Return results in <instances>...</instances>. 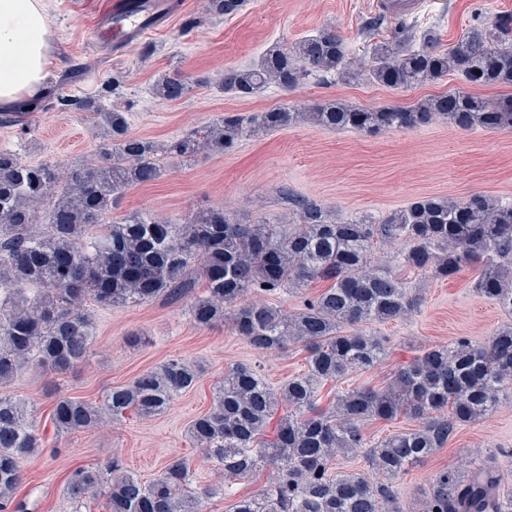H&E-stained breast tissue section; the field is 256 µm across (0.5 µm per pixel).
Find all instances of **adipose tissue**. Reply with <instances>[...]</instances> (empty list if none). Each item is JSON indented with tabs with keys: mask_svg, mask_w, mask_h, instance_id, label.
Here are the masks:
<instances>
[{
	"mask_svg": "<svg viewBox=\"0 0 512 512\" xmlns=\"http://www.w3.org/2000/svg\"><path fill=\"white\" fill-rule=\"evenodd\" d=\"M46 0H0V104L38 93L52 64Z\"/></svg>",
	"mask_w": 512,
	"mask_h": 512,
	"instance_id": "1",
	"label": "adipose tissue"
}]
</instances>
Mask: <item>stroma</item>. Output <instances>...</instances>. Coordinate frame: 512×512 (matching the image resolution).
I'll return each instance as SVG.
<instances>
[{
	"label": "stroma",
	"mask_w": 512,
	"mask_h": 512,
	"mask_svg": "<svg viewBox=\"0 0 512 512\" xmlns=\"http://www.w3.org/2000/svg\"><path fill=\"white\" fill-rule=\"evenodd\" d=\"M181 2L161 32L118 52L111 36L97 28L105 0H48L55 64L17 121L0 123V149L19 152L34 163H83L99 145L89 113L59 109L51 101L59 95L75 99L97 94L115 78L120 88L109 105L128 113L132 135L159 144L203 129L221 114L283 104L297 108L339 99L359 108L408 106L433 94L467 90L468 85L453 76L400 89L313 77L291 92L270 87L240 98L225 92L221 81L226 68L257 61L271 45L290 46L324 29L336 31L349 58L367 66L374 43L392 40L401 30L433 25L447 45L467 29L512 15V0H388L384 6L378 0H247L231 18L206 13L203 0ZM372 18L381 25L370 32L366 23ZM174 72L187 77L192 89L184 99L167 103L154 95L153 87L162 75ZM477 192L512 200V130H462L439 118L415 130L370 135L300 122L243 140L221 154L168 159L161 178L125 191L113 216L150 213L182 224L199 210L221 206L239 223L267 219L288 230L295 222L288 205L292 194L321 202L330 215L351 219L383 217L420 196L463 201ZM474 280L470 269L448 280L407 274L409 287L422 292L420 307L400 319L362 324V332L384 346L387 358L339 381L338 389L386 387L401 364L461 336L485 343L512 318L479 296ZM86 309L93 336L83 364L63 374L28 366L6 387L28 403L45 440L44 450L23 466L16 496L25 512H107L101 496L74 508L64 487L71 469L102 471L115 460L149 479L169 461L184 458L195 487L214 484L219 476L205 452L189 441L187 428L210 408L213 388L227 367H255L275 386L307 369L300 345L262 352L231 323L196 327L186 300L172 303L160 297L112 308L90 302ZM176 357L196 365L199 379L164 413L130 414L73 435L55 432L50 413L57 395L99 403L112 387ZM488 458L497 462L512 491V401L461 426L447 445L394 479L404 512H423L426 493L442 469Z\"/></svg>",
	"instance_id": "35a3bbf8"
}]
</instances>
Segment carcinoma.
<instances>
[{
	"label": "carcinoma",
	"mask_w": 512,
	"mask_h": 512,
	"mask_svg": "<svg viewBox=\"0 0 512 512\" xmlns=\"http://www.w3.org/2000/svg\"><path fill=\"white\" fill-rule=\"evenodd\" d=\"M245 0H206L217 16L238 14ZM373 65L347 63L344 42L333 31L306 36L291 48L274 44L259 60L224 70L222 86L240 98L275 86L294 90L311 76L368 80L398 89L455 76L479 87L512 86V23L474 27L444 48L433 27L404 30L372 50ZM189 81L162 76L155 95L182 100ZM77 106L104 130L94 158L64 166L29 163L0 150V388L19 370L35 365L65 372L79 365L92 343L93 322L79 311L86 300L127 307L163 296L193 297L190 314L200 328L231 321L254 348L302 345L308 369L273 387L255 368L236 364L214 387L210 409L187 429L207 451L221 479L200 492L190 487V466L174 459L144 480L112 464L101 472L73 469L65 494L82 502L105 490L109 512H201L202 502L226 495L233 483L267 466L269 486L238 497L230 512H403L392 481L447 444L456 430L480 420L512 399V323L484 344L467 337L427 349L402 366L384 389L337 390L322 404L320 388L352 372L377 367L381 344L353 327L388 322L415 310L417 291L398 274L410 269L448 279L479 268L474 288L512 315V203L482 193L464 202L422 196L377 221L333 219L316 200L290 195L297 227L240 224L222 208L203 210L185 224L150 214L105 223L123 191L162 175L159 153L189 159L203 150L222 153L247 137L302 119L325 129L368 133L411 130L438 117L462 130H512V96L489 98L443 92L411 106L353 108L340 100L299 111L288 107L222 115L196 133L161 147L129 133L127 113L105 108L101 97L57 98ZM399 242L397 268L376 260L379 243ZM325 287L286 312L249 300L252 294L298 293L314 281ZM199 379L195 365L170 359L114 386L100 404L58 396L50 421L58 433L85 432L105 415L151 416L168 409ZM406 416L414 429L367 444V421ZM273 437L265 438L271 421ZM43 449V439L25 404L0 391V512H19L15 494L23 463ZM363 454L385 481L334 470L339 455ZM503 477L485 463L463 478L442 470L424 512H512V494L500 495Z\"/></svg>",
	"instance_id": "1"
}]
</instances>
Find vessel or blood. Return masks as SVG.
Returning <instances> with one entry per match:
<instances>
[{
  "mask_svg": "<svg viewBox=\"0 0 512 512\" xmlns=\"http://www.w3.org/2000/svg\"><path fill=\"white\" fill-rule=\"evenodd\" d=\"M174 7L173 0H150L148 9L140 11L132 0H108L100 26L112 31L116 47L125 48L164 26Z\"/></svg>",
  "mask_w": 512,
  "mask_h": 512,
  "instance_id": "b4317fda",
  "label": "vessel or blood"
}]
</instances>
